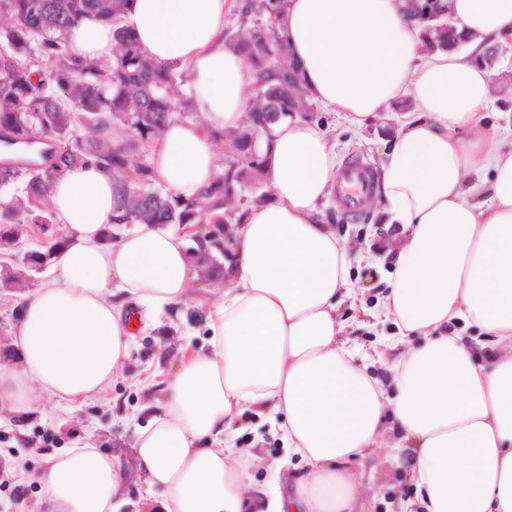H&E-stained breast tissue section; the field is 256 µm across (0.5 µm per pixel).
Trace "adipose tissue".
<instances>
[{"label": "adipose tissue", "mask_w": 512, "mask_h": 512, "mask_svg": "<svg viewBox=\"0 0 512 512\" xmlns=\"http://www.w3.org/2000/svg\"><path fill=\"white\" fill-rule=\"evenodd\" d=\"M237 0H129L124 22L143 56L185 70L204 117L169 121L150 144L155 182L182 202L216 179L220 134L239 128L257 82L224 40ZM461 44L425 50L406 0H285L275 22L307 98L363 129L403 98L381 165L385 223L407 230L374 316L402 352L368 370L344 332L356 302L349 247L324 222L336 155L321 126L270 124L255 142L271 195L233 229L220 300L204 312L207 348L182 350L165 398L132 457L138 512H355L351 465L381 448L411 454L422 512H512V141L488 131V45L512 47V0H449ZM104 59L112 29L83 18L68 34ZM115 182L69 168L50 205L66 243L22 299L11 328L19 368L0 364V401L27 410L34 392L75 411L118 376L149 315L185 303L190 226L107 231ZM276 422L306 464L267 495L249 477L265 459L226 438L244 411ZM126 469L86 442L36 476L48 512H116Z\"/></svg>", "instance_id": "adipose-tissue-1"}]
</instances>
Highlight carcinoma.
Returning <instances> with one entry per match:
<instances>
[{
  "label": "carcinoma",
  "instance_id": "1",
  "mask_svg": "<svg viewBox=\"0 0 512 512\" xmlns=\"http://www.w3.org/2000/svg\"><path fill=\"white\" fill-rule=\"evenodd\" d=\"M128 0H9L11 24L0 27V130L29 139L25 118L35 116L34 133L55 148L45 167L4 168L0 177L22 182L23 194L0 204V236L18 233L20 224H54L45 198L55 181L77 164H94L112 173L117 187L115 224H194L199 210L226 203L259 201L254 194L264 183V160L249 136L265 122L267 112L286 118L294 112L310 117L316 106L304 100L298 67L288 60L285 40L274 28L283 0H245L237 22L249 26L248 37L233 30L224 39L257 72L260 91L251 99L243 128L231 140L223 172L204 192L201 205L183 204L156 188L153 169L141 150L161 132L173 115L192 112L191 101H173L183 72L143 58L134 32L123 24ZM86 16L112 25L120 51L113 59L85 60L75 55L68 32ZM52 63L49 72L43 62ZM86 130L85 138L79 130ZM122 143L112 145V131Z\"/></svg>",
  "mask_w": 512,
  "mask_h": 512
}]
</instances>
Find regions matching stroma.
Instances as JSON below:
<instances>
[{
	"mask_svg": "<svg viewBox=\"0 0 512 512\" xmlns=\"http://www.w3.org/2000/svg\"><path fill=\"white\" fill-rule=\"evenodd\" d=\"M316 123L326 128L336 153L337 163L348 158L363 159L373 170H380L387 143L394 135L395 115L382 113L365 129H350L338 113L320 109ZM322 209L326 223L337 238L371 255V262H353L351 280L363 291L362 306L341 305L342 319L347 323V336L361 352L373 354L382 341L393 335L392 325L373 318L377 298L386 290L392 271L391 248L407 234L399 224L383 222L376 207L363 208L352 215L336 201H326ZM60 226L48 232L29 229L28 233L0 241V363L16 366L11 352L10 329L20 307L21 289H34L44 279L43 273L25 270L21 259L36 249L44 234H60ZM227 255L222 246L213 252L195 257L193 279L185 304L158 315L152 323L135 331L130 357L119 376L101 394L87 399L81 409L69 415L53 406L47 396L24 412L0 405V466L22 459L27 464L26 476L9 474L0 484V512H46L42 494L35 480L47 461L64 449L93 435L98 448L121 457L127 478L120 499L138 500L140 481L131 445L139 429L145 427L162 401L160 383L174 371L184 346L200 348L207 344V330L200 308L211 302L217 288L224 285V262ZM22 273L24 288L10 285L7 277ZM234 445L249 448L270 461L288 462L290 470H301L303 462L289 455L271 431L268 420L244 413L234 433ZM363 486L359 512H403L406 504L415 502V486L409 477V457H390L388 449L358 460L354 464Z\"/></svg>",
	"mask_w": 512,
	"mask_h": 512,
	"instance_id": "1",
	"label": "stroma"
}]
</instances>
